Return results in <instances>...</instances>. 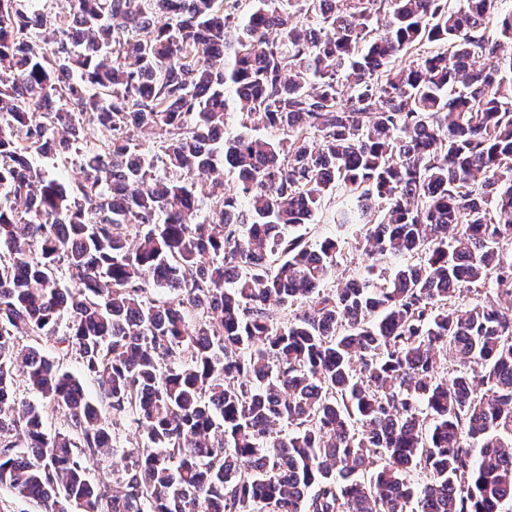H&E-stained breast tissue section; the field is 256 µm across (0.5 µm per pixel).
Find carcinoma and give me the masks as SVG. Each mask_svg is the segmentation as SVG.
Returning a JSON list of instances; mask_svg holds the SVG:
<instances>
[{"label": "carcinoma", "instance_id": "carcinoma-1", "mask_svg": "<svg viewBox=\"0 0 512 512\" xmlns=\"http://www.w3.org/2000/svg\"><path fill=\"white\" fill-rule=\"evenodd\" d=\"M32 2L0 0V488L42 512L512 503L505 0ZM235 104L280 137L218 136ZM71 154L74 184L34 165ZM335 197L404 263L334 279L337 240L291 230ZM65 314L57 356L20 343ZM129 420L143 442L92 482ZM16 397L18 401H26L43 409L45 415V428L49 434L53 435L56 431L62 430V416L55 412L45 399L27 390V387L25 386H21L17 389Z\"/></svg>", "mask_w": 512, "mask_h": 512}]
</instances>
